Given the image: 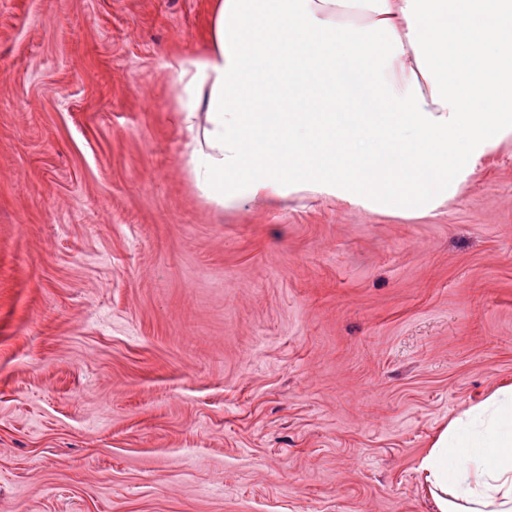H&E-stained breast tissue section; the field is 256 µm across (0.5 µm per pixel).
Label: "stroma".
Instances as JSON below:
<instances>
[{
	"label": "stroma",
	"instance_id": "1",
	"mask_svg": "<svg viewBox=\"0 0 512 512\" xmlns=\"http://www.w3.org/2000/svg\"><path fill=\"white\" fill-rule=\"evenodd\" d=\"M213 0H0V512H434L512 383V140L434 213L215 211L172 57Z\"/></svg>",
	"mask_w": 512,
	"mask_h": 512
}]
</instances>
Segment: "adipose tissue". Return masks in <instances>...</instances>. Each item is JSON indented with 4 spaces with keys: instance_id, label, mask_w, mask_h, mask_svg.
I'll use <instances>...</instances> for the list:
<instances>
[{
    "instance_id": "ef3b65f1",
    "label": "adipose tissue",
    "mask_w": 512,
    "mask_h": 512,
    "mask_svg": "<svg viewBox=\"0 0 512 512\" xmlns=\"http://www.w3.org/2000/svg\"><path fill=\"white\" fill-rule=\"evenodd\" d=\"M170 68L219 210L310 191L425 214L512 138V0H213L204 49ZM417 471L437 512H512V384Z\"/></svg>"
}]
</instances>
